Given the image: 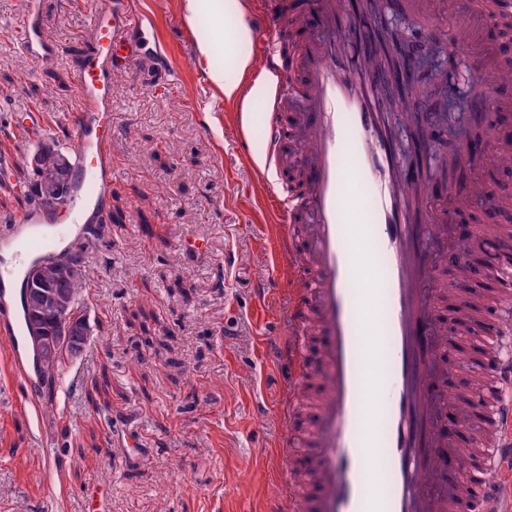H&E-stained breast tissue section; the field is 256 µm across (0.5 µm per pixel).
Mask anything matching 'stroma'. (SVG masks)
I'll return each instance as SVG.
<instances>
[{"instance_id": "35a3bbf8", "label": "stroma", "mask_w": 512, "mask_h": 512, "mask_svg": "<svg viewBox=\"0 0 512 512\" xmlns=\"http://www.w3.org/2000/svg\"><path fill=\"white\" fill-rule=\"evenodd\" d=\"M38 3L46 38L65 56L41 66L19 53L11 24ZM97 0H0V169L31 186L29 155H14L29 115L65 147L76 109L74 72ZM158 22L168 42L167 69L141 58L112 79L116 125L106 244L91 250L84 278L89 339L68 361L53 400L16 407L0 395V512H264L287 499V472L275 458L288 422L286 386L267 340L288 306L270 245L265 187L250 163L266 147V103L251 94L224 50L254 55L252 42L213 39L207 13L189 14L184 0H132ZM377 21L409 34V49L432 51L437 70L414 77L423 90L424 119L393 117L398 161L409 165L412 140L433 131L444 149L483 133L497 111L489 89L475 107L481 82L465 75L438 24L418 25L402 0H379ZM210 53H202L203 42ZM239 79L225 97L211 72ZM248 121L237 124V112ZM200 240L199 250L184 247ZM265 287L264 299L255 290ZM142 442L127 457L124 438ZM105 483L101 503L86 487Z\"/></svg>"}]
</instances>
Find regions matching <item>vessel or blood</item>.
<instances>
[{
  "label": "vessel or blood",
  "instance_id": "b4317fda",
  "mask_svg": "<svg viewBox=\"0 0 512 512\" xmlns=\"http://www.w3.org/2000/svg\"><path fill=\"white\" fill-rule=\"evenodd\" d=\"M248 2L244 22L258 48L252 68L271 85L256 172L277 178L273 237L297 284L279 328L287 341L275 352L289 414L313 413L282 436L280 459L296 483L289 512H512V265L499 268L494 300L472 292L461 302L485 348L478 374L490 387L476 394L478 426L446 427L452 365L438 257L467 255L482 231L454 237L445 195L398 165L380 103L385 79L370 56H350L364 32L347 0H302L300 14L321 20L303 25L290 49L280 14ZM478 14L511 20L512 0H462L450 43L476 69L469 32ZM144 22L128 0H98L75 74L76 188L62 204L33 205L0 225V244L15 248L13 263L0 264V338L22 403L33 400L36 367L20 273L94 241L90 228L112 191V76L140 54ZM12 36L37 63L62 55L38 10L15 22ZM484 158L512 165V124L493 127L482 148L458 143L445 162L465 168Z\"/></svg>",
  "mask_w": 512,
  "mask_h": 512
}]
</instances>
